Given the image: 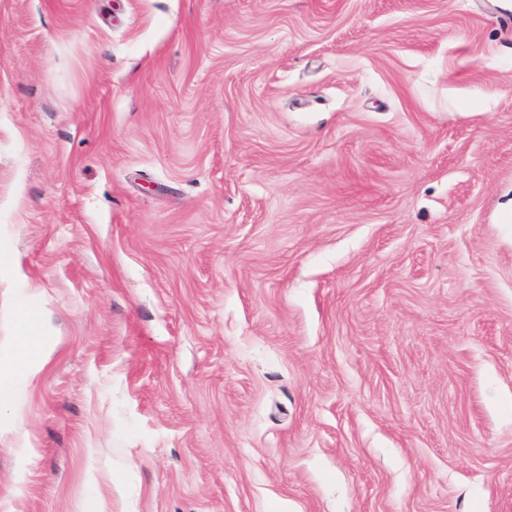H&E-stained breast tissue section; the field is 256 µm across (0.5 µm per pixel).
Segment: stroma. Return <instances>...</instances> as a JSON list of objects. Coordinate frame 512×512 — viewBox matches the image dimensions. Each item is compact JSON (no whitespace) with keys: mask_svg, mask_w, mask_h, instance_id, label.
Returning a JSON list of instances; mask_svg holds the SVG:
<instances>
[{"mask_svg":"<svg viewBox=\"0 0 512 512\" xmlns=\"http://www.w3.org/2000/svg\"><path fill=\"white\" fill-rule=\"evenodd\" d=\"M510 201L512 0H0V512H512ZM38 319L29 312H23L20 319V334L17 336L18 355L11 366L2 371L0 367V408L11 406L14 398L13 378L20 370L29 372L37 361L46 362L41 350Z\"/></svg>","mask_w":512,"mask_h":512,"instance_id":"stroma-1","label":"stroma"}]
</instances>
